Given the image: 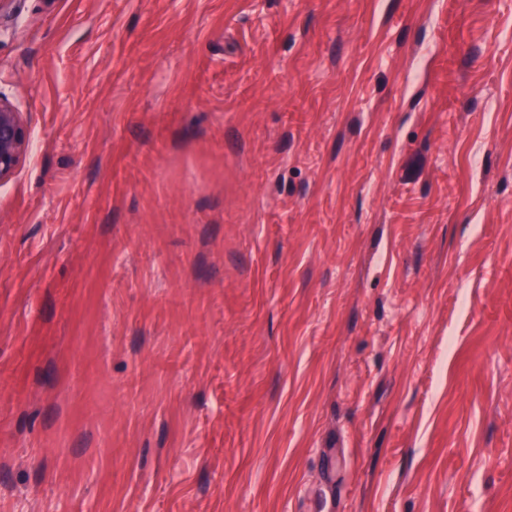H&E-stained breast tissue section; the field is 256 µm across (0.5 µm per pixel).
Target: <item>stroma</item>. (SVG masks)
I'll list each match as a JSON object with an SVG mask.
<instances>
[{
    "mask_svg": "<svg viewBox=\"0 0 512 512\" xmlns=\"http://www.w3.org/2000/svg\"><path fill=\"white\" fill-rule=\"evenodd\" d=\"M0 512H512V0H13ZM29 146L30 132L23 112L0 96V184L17 174Z\"/></svg>",
    "mask_w": 512,
    "mask_h": 512,
    "instance_id": "1",
    "label": "stroma"
}]
</instances>
